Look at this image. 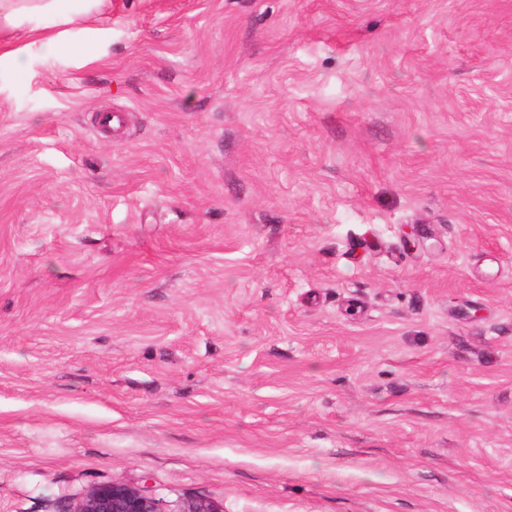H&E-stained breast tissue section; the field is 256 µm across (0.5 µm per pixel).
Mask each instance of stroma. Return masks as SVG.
<instances>
[{
    "label": "stroma",
    "instance_id": "1",
    "mask_svg": "<svg viewBox=\"0 0 512 512\" xmlns=\"http://www.w3.org/2000/svg\"><path fill=\"white\" fill-rule=\"evenodd\" d=\"M55 29L0 62V512H512V0ZM43 30L44 29L38 27L27 28L25 31L26 43L21 47L13 48L10 43L3 45L0 43V51L1 49L3 50L0 54V59H2V57L10 59L13 65L21 70L24 66L27 53L33 47L43 53H56L60 49L68 50V44L62 41L60 35H47ZM72 512H159L156 499L144 490L112 480L91 487Z\"/></svg>",
    "mask_w": 512,
    "mask_h": 512
}]
</instances>
